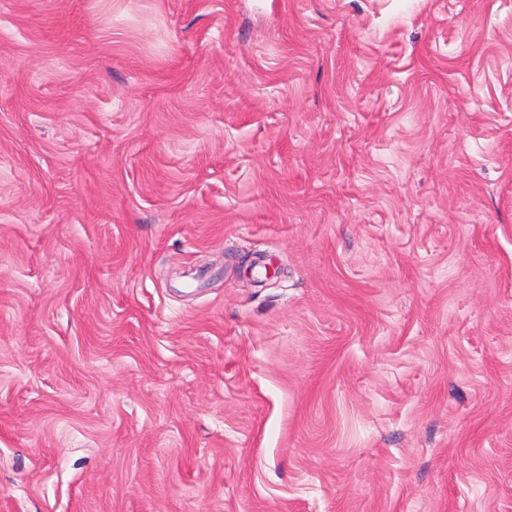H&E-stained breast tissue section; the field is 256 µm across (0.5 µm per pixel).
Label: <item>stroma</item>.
<instances>
[{
  "instance_id": "stroma-1",
  "label": "stroma",
  "mask_w": 512,
  "mask_h": 512,
  "mask_svg": "<svg viewBox=\"0 0 512 512\" xmlns=\"http://www.w3.org/2000/svg\"><path fill=\"white\" fill-rule=\"evenodd\" d=\"M0 512H512V0H0Z\"/></svg>"
}]
</instances>
